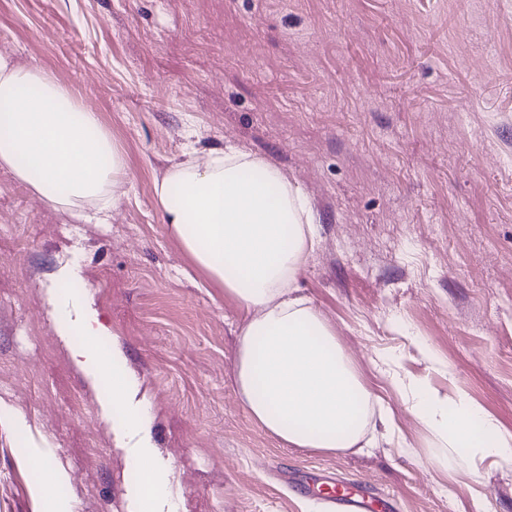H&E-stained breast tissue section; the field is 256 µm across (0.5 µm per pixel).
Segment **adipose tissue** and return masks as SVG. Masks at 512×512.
<instances>
[{
  "label": "adipose tissue",
  "mask_w": 512,
  "mask_h": 512,
  "mask_svg": "<svg viewBox=\"0 0 512 512\" xmlns=\"http://www.w3.org/2000/svg\"><path fill=\"white\" fill-rule=\"evenodd\" d=\"M187 158L155 185L166 224L198 269L248 319L236 352V386L252 419L295 448L333 453L373 447L371 419L404 444L389 407L363 384L322 314L300 295L298 276L317 230L303 190L268 158L227 144ZM0 167L79 222L105 223L128 181L125 155L78 92L37 66L0 56ZM78 277L61 267L47 299L76 367L102 386L100 406L117 416L118 446L140 480L134 512H178L173 468L150 437L151 409L124 369L120 349L102 351L109 330L83 298L63 291ZM390 383L436 448L438 471L488 458L512 464V433L466 393L447 398L426 380L390 372Z\"/></svg>",
  "instance_id": "ef3b65f1"
}]
</instances>
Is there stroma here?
Masks as SVG:
<instances>
[{
    "label": "stroma",
    "mask_w": 512,
    "mask_h": 512,
    "mask_svg": "<svg viewBox=\"0 0 512 512\" xmlns=\"http://www.w3.org/2000/svg\"><path fill=\"white\" fill-rule=\"evenodd\" d=\"M10 58L76 89L125 153L104 224H76L0 169V512H44L26 452L52 448L71 512H129L132 462L74 366L45 291L80 290L153 406L179 512H325L291 476L331 473L400 512H512V467L444 474L381 371L462 391L512 432V0H0ZM243 146L307 194L317 246L299 286L406 436L291 448L241 405L246 314L165 223L154 184L183 159ZM426 343L441 364L430 367Z\"/></svg>",
    "instance_id": "obj_1"
}]
</instances>
